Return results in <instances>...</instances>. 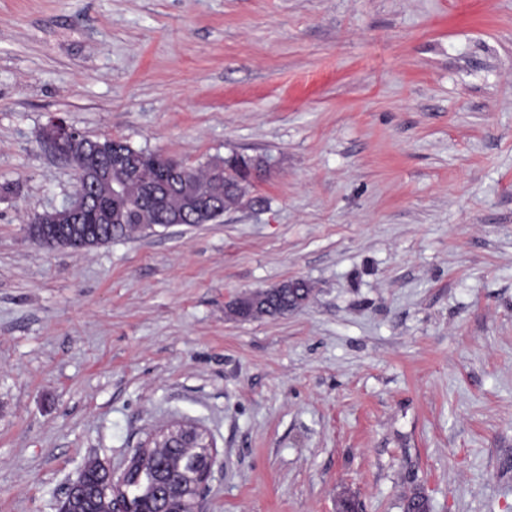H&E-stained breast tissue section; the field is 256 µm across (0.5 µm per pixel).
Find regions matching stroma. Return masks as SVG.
<instances>
[{"label": "stroma", "instance_id": "obj_1", "mask_svg": "<svg viewBox=\"0 0 512 512\" xmlns=\"http://www.w3.org/2000/svg\"><path fill=\"white\" fill-rule=\"evenodd\" d=\"M53 116L272 168L216 222L48 250ZM173 422L216 445L203 512H512V0H0V512ZM289 285L288 280L280 285L268 289L264 298L245 297L238 304L230 305L229 311L243 319L257 318L260 316H274L286 314L302 308L309 299L310 288L303 280H293Z\"/></svg>", "mask_w": 512, "mask_h": 512}]
</instances>
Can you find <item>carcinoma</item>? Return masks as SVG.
Segmentation results:
<instances>
[{"label":"carcinoma","instance_id":"cac0c4a2","mask_svg":"<svg viewBox=\"0 0 512 512\" xmlns=\"http://www.w3.org/2000/svg\"><path fill=\"white\" fill-rule=\"evenodd\" d=\"M125 151L140 167L145 180L158 181L166 167L167 158L162 153L143 148H135L122 141ZM266 159H245L232 155L224 160V191L216 199L219 212L201 218L188 216L183 224H208L224 215V212L241 207L248 193L249 166L259 170L265 168ZM189 178L200 190L210 188L212 182L210 165L189 168ZM127 218L119 225H99V238L91 240V246L108 244L114 240L126 239L137 232L151 230L156 226L171 223L168 215L158 214L146 202L140 201V193L128 192ZM310 288L302 280L293 284L283 282L268 290L265 297H245L230 306V312L240 318L250 319L260 316L286 314L302 308L309 299ZM201 460L190 448L179 447V442L171 440L154 449L149 457L140 462L126 483L127 502L135 512H191L192 502L172 490L199 467ZM82 496L76 499L65 498L59 505V512H112V497L104 493L110 476L99 463H91L81 473Z\"/></svg>","mask_w":512,"mask_h":512}]
</instances>
